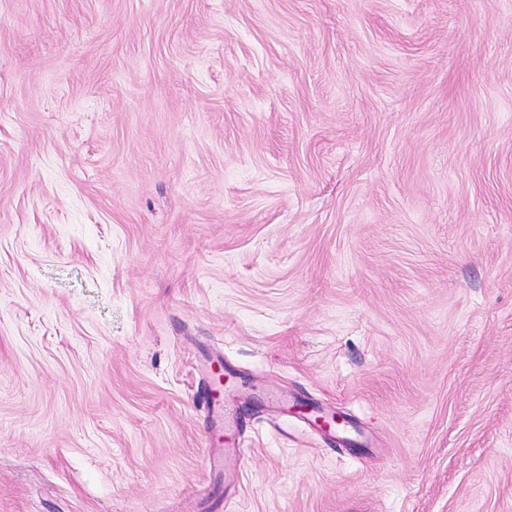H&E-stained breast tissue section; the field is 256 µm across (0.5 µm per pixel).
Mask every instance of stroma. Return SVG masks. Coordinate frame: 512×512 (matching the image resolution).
I'll return each instance as SVG.
<instances>
[{"label":"stroma","instance_id":"obj_1","mask_svg":"<svg viewBox=\"0 0 512 512\" xmlns=\"http://www.w3.org/2000/svg\"><path fill=\"white\" fill-rule=\"evenodd\" d=\"M0 512H512V0H0Z\"/></svg>","mask_w":512,"mask_h":512}]
</instances>
